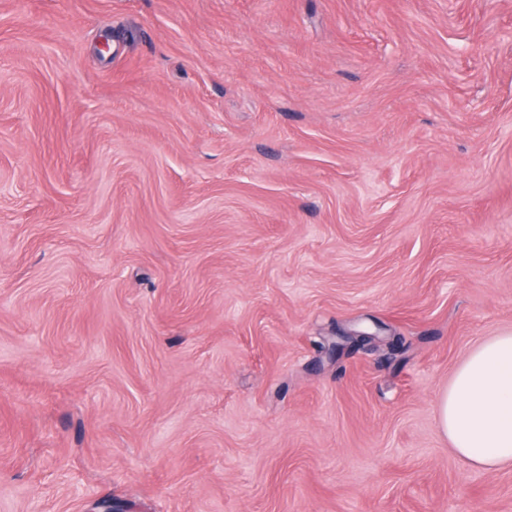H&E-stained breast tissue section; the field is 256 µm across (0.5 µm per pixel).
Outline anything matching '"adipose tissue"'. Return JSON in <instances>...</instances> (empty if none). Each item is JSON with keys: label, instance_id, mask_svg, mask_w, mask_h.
I'll return each mask as SVG.
<instances>
[{"label": "adipose tissue", "instance_id": "obj_1", "mask_svg": "<svg viewBox=\"0 0 512 512\" xmlns=\"http://www.w3.org/2000/svg\"><path fill=\"white\" fill-rule=\"evenodd\" d=\"M436 424L470 468L512 467V332L470 351L438 400Z\"/></svg>", "mask_w": 512, "mask_h": 512}]
</instances>
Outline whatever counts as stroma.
Returning <instances> with one entry per match:
<instances>
[{
    "mask_svg": "<svg viewBox=\"0 0 512 512\" xmlns=\"http://www.w3.org/2000/svg\"><path fill=\"white\" fill-rule=\"evenodd\" d=\"M510 331L512 0H0V512H512ZM436 424L470 468L512 467V332L470 351L438 400Z\"/></svg>",
    "mask_w": 512,
    "mask_h": 512,
    "instance_id": "35a3bbf8",
    "label": "stroma"
}]
</instances>
